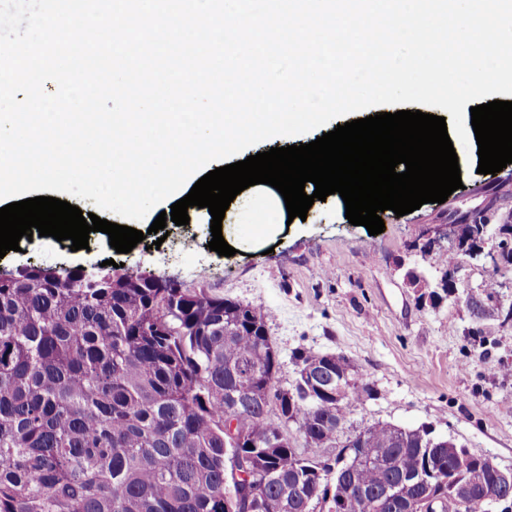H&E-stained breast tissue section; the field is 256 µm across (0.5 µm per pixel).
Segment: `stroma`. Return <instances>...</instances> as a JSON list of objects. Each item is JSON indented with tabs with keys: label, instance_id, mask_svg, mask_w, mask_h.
<instances>
[{
	"label": "stroma",
	"instance_id": "35a3bbf8",
	"mask_svg": "<svg viewBox=\"0 0 512 512\" xmlns=\"http://www.w3.org/2000/svg\"><path fill=\"white\" fill-rule=\"evenodd\" d=\"M462 189L445 203H427L398 217L384 211L383 233L372 236L351 225L339 194L315 201L306 219L280 225L275 236L255 240L264 220L263 198L245 189L231 202L222 234L236 253L225 257L208 247V209L191 207L185 225L167 222L165 241L149 228L155 213L134 227L146 237L131 252L111 248L107 236L89 235L88 249L71 251L70 241L21 239L7 251L0 269L21 264L100 265L114 260L143 273L172 277L185 285L206 284L211 293L267 308L269 336L282 366L279 383L293 384L295 349L341 353L374 387L376 396L352 417L357 426L390 422L404 428L424 424L472 451L512 468V265L501 267L498 297L503 314L476 319L465 300L487 276L481 262L461 257L453 290L431 302L404 277L417 268L431 283L441 270L422 260L429 225L449 209L482 206L500 183L512 181V164L493 175L478 173L476 142H454Z\"/></svg>",
	"mask_w": 512,
	"mask_h": 512
}]
</instances>
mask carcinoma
Masks as SVG:
<instances>
[{"instance_id":"carcinoma-1","label":"carcinoma","mask_w":512,"mask_h":512,"mask_svg":"<svg viewBox=\"0 0 512 512\" xmlns=\"http://www.w3.org/2000/svg\"><path fill=\"white\" fill-rule=\"evenodd\" d=\"M499 269L488 270L478 319L495 315ZM270 312L211 294L150 282L132 269L25 266L0 274V512H225L224 500L254 512H311L327 496L335 512H404L437 494L434 512H460L448 488L467 483L478 499L489 483L430 443L433 429L388 422L366 427L368 447L346 449L352 415L369 383L311 395L302 376L319 353L292 354L296 379L279 385ZM235 418V438L224 422ZM294 430L303 447L346 453L330 468L278 442ZM237 460L257 475L236 480Z\"/></svg>"}]
</instances>
